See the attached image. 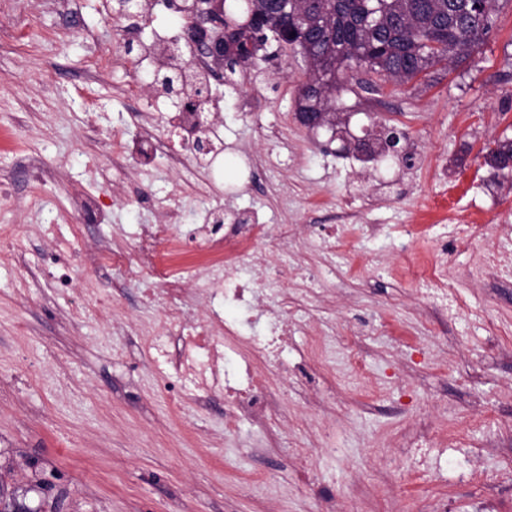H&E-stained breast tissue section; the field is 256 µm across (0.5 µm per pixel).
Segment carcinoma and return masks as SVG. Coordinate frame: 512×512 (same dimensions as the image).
<instances>
[{
	"mask_svg": "<svg viewBox=\"0 0 512 512\" xmlns=\"http://www.w3.org/2000/svg\"><path fill=\"white\" fill-rule=\"evenodd\" d=\"M224 0L230 39L271 40L300 51L308 77L298 113H337L334 93L355 72L383 82H416L460 63L488 40L501 0ZM484 164L512 181V137L482 149Z\"/></svg>",
	"mask_w": 512,
	"mask_h": 512,
	"instance_id": "carcinoma-1",
	"label": "carcinoma"
}]
</instances>
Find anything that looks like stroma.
I'll list each match as a JSON object with an SVG mask.
<instances>
[{
	"instance_id": "stroma-1",
	"label": "stroma",
	"mask_w": 512,
	"mask_h": 512,
	"mask_svg": "<svg viewBox=\"0 0 512 512\" xmlns=\"http://www.w3.org/2000/svg\"><path fill=\"white\" fill-rule=\"evenodd\" d=\"M126 37L103 0H0V230L14 238L0 260V481L51 482L59 512H318L322 495L343 512H512V277L476 276L477 252L440 246L458 214L512 225V186L481 155L512 134V0L467 62L415 88L340 96L353 134L407 132V158L379 163L339 156L329 131L298 123L306 65L271 42L219 89L223 153L179 173L151 155L113 166L114 133L163 138L175 116L169 102L135 111L122 93L138 78L132 64L88 82L92 58ZM239 150L258 157L256 182L244 183ZM81 194L112 206L76 236ZM174 198L187 224L228 204L298 227L288 361L313 356L322 337L336 342L314 381L288 380L278 436L249 421L226 431L222 400L167 391L142 349L158 311L143 296L146 273L79 266L97 241L134 247ZM52 220L72 250L56 265L43 235ZM408 224L418 258L447 250L462 303L432 331L423 321L435 296L413 288L394 251ZM326 266L335 275L315 277ZM61 274L73 293L59 291ZM79 295L112 298L119 321L103 324ZM346 336L362 341L361 371Z\"/></svg>"
}]
</instances>
